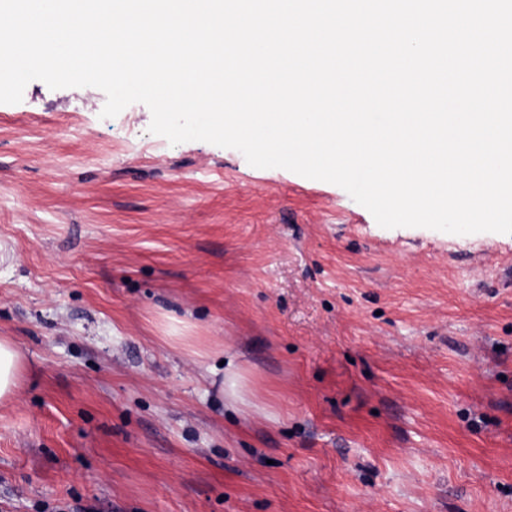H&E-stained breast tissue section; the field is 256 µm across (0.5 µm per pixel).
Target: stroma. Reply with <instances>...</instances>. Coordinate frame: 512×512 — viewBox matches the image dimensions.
Wrapping results in <instances>:
<instances>
[{
  "label": "stroma",
  "instance_id": "stroma-1",
  "mask_svg": "<svg viewBox=\"0 0 512 512\" xmlns=\"http://www.w3.org/2000/svg\"><path fill=\"white\" fill-rule=\"evenodd\" d=\"M105 102L0 103V512H512V234ZM24 359L8 337H0V405L12 401L19 387Z\"/></svg>",
  "mask_w": 512,
  "mask_h": 512
}]
</instances>
